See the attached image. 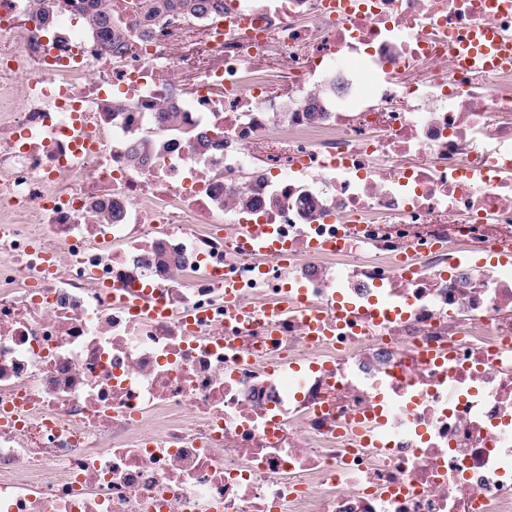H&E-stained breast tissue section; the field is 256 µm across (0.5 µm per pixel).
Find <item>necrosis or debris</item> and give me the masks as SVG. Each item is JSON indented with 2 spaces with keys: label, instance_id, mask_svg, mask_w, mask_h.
I'll return each instance as SVG.
<instances>
[{
  "label": "necrosis or debris",
  "instance_id": "4bbe7bcc",
  "mask_svg": "<svg viewBox=\"0 0 512 512\" xmlns=\"http://www.w3.org/2000/svg\"><path fill=\"white\" fill-rule=\"evenodd\" d=\"M101 2L0 0V512H512V0ZM139 8L147 15H157L165 11H181L186 14L203 12L205 2H211L212 7H224L223 0H137ZM98 5H87L85 20L90 31L98 33L102 39V45L106 50H112V42L123 41L127 38L126 31L119 26H112V13L106 8H98ZM478 37L483 38L488 45L479 46V52L482 56L483 66L485 68H495L499 64H506L511 60V44L512 39L506 37L489 25H477L473 26L472 30L465 36L455 39L450 50L453 54H460L458 52V46L465 47L469 43L474 46L479 45ZM493 51V52H492Z\"/></svg>",
  "mask_w": 512,
  "mask_h": 512
}]
</instances>
